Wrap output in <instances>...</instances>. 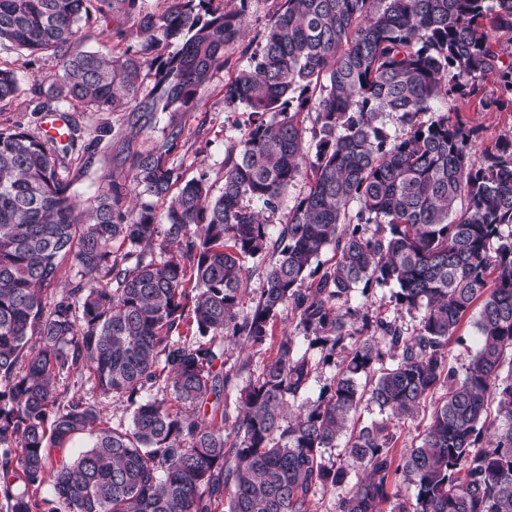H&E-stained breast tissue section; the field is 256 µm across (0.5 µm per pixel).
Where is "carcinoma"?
Segmentation results:
<instances>
[{
    "label": "carcinoma",
    "instance_id": "1",
    "mask_svg": "<svg viewBox=\"0 0 512 512\" xmlns=\"http://www.w3.org/2000/svg\"><path fill=\"white\" fill-rule=\"evenodd\" d=\"M170 2L154 14L139 0H0V47L56 63L53 93L33 111L62 113L67 132L59 155L52 137L0 129L8 512H309L320 487L344 488L336 512H381L399 475L413 500L391 512H512V377L500 378L512 366V136L479 152V128L435 108L453 96H477L483 111L512 107V0H282L249 65L224 84V100L245 105L251 122L223 186L168 165L174 125L150 152L126 157L133 184L108 180L85 217L71 192L73 162L94 147L73 155L80 114L121 112L141 131L159 112L192 111L243 31L241 10ZM122 17L138 19L144 45L82 49L91 23L122 42ZM170 40L175 53L149 57ZM487 80L497 96H479ZM21 94L14 71L0 68V102ZM385 114L402 136L387 132ZM306 168L308 192L273 223ZM138 190L150 200L133 207ZM327 249L329 264L319 261ZM69 264L77 277L46 306L42 291ZM251 271L265 287L245 312ZM391 284L398 304L420 312L410 334L351 303ZM473 310L477 350L460 374L448 345L465 342L458 331ZM284 312L327 354L316 360L283 333L259 373L226 367L216 338L263 345ZM353 322L362 339L346 349ZM339 350L337 377L311 398L312 377ZM246 372L235 402L221 403ZM85 375L99 396L128 404L129 426L57 388ZM163 387L176 405L158 398ZM438 389L418 443L396 455L393 421ZM364 400L384 418L352 429ZM79 436L87 448L62 457L51 495L32 499L52 450ZM342 436L363 472L352 483L324 458Z\"/></svg>",
    "mask_w": 512,
    "mask_h": 512
}]
</instances>
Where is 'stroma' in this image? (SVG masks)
Segmentation results:
<instances>
[{
	"label": "stroma",
	"instance_id": "1",
	"mask_svg": "<svg viewBox=\"0 0 512 512\" xmlns=\"http://www.w3.org/2000/svg\"><path fill=\"white\" fill-rule=\"evenodd\" d=\"M245 4L246 29L242 36L224 47V67L216 71L199 96L192 112H161L153 128L140 133L130 131L120 114L90 112L82 119V138L96 141L95 154L88 167L75 168L73 196L80 207H89L108 175L132 177L124 156L127 150L146 152L160 142L171 126L182 130L178 148L168 162L184 178L205 179L213 188L224 182V160L236 152L238 143L251 120L248 108L240 103L224 101V84L248 64L250 53L262 43L265 30L277 17L281 0H214L215 7L227 9ZM0 66L14 70L24 93L12 101L0 102V128L22 127L38 136L45 135L46 116L30 111L33 92L49 96L58 72L55 62L39 59L15 50L0 48ZM442 110L460 111L473 124L480 126L479 147L493 145L512 135V110L480 111L476 100L450 98L441 101ZM108 127L107 136H100V127ZM395 287L377 288L368 296H355L354 304L370 308L378 316L397 320L403 329H414L420 314L395 302Z\"/></svg>",
	"mask_w": 512,
	"mask_h": 512
}]
</instances>
